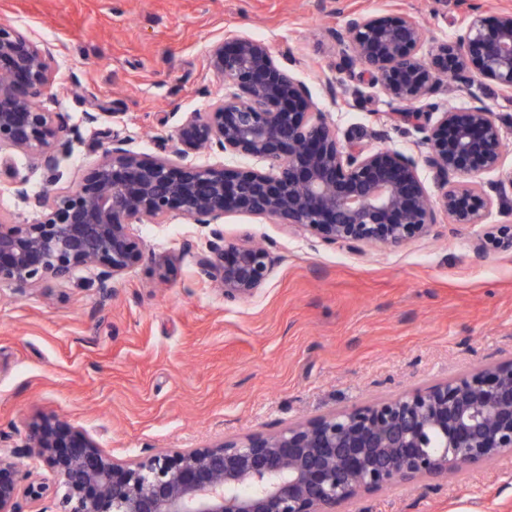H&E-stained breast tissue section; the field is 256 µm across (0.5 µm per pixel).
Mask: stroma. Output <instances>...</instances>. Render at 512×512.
<instances>
[{
    "label": "stroma",
    "instance_id": "1",
    "mask_svg": "<svg viewBox=\"0 0 512 512\" xmlns=\"http://www.w3.org/2000/svg\"><path fill=\"white\" fill-rule=\"evenodd\" d=\"M406 13L422 55L462 26V0H0V25L56 48L55 111L73 140L60 187L80 183L101 149L87 112L139 153L157 152L185 113L224 91L211 46L244 33L287 53L339 132L372 148L419 155L379 88L363 104L334 66L329 36L351 14ZM479 98L512 143V97L478 79L472 93L441 89L433 102ZM506 218L475 226L437 213L427 235L393 249L351 252L269 219L225 216L228 242L266 245L276 262L263 288L229 299L202 272L209 228L184 216L146 223L142 261L109 295L87 271L65 285L0 287V438L53 418L89 434L114 460L173 453L426 389L512 359V253L474 244ZM353 512H512V456L453 481L394 487Z\"/></svg>",
    "mask_w": 512,
    "mask_h": 512
}]
</instances>
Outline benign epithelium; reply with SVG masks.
<instances>
[{
	"label": "benign epithelium",
	"mask_w": 512,
	"mask_h": 512,
	"mask_svg": "<svg viewBox=\"0 0 512 512\" xmlns=\"http://www.w3.org/2000/svg\"><path fill=\"white\" fill-rule=\"evenodd\" d=\"M330 37L342 48L339 68L367 77L392 102L412 105L444 81L463 88L476 77L512 94L511 12L490 23L469 4L462 32L427 57L420 55V24L408 14H354ZM53 60L51 45L0 25V153L24 151L56 178L72 141L61 136V113L50 109ZM292 63L249 36L217 42L209 67L224 95L207 112L186 113L156 154L113 137L82 182L52 195L31 191L29 178L13 173L7 192L40 218H0V287L63 284L86 269L107 295L143 258L136 226L175 215L223 241L211 244L200 266L234 299L264 286L274 258L263 247L224 242L217 225L228 213L272 219L351 250L397 248L421 237L438 208L460 226L481 223L494 208L512 218V179H458L496 171L507 156L500 122L483 105L396 113L422 134L418 160L372 149L360 132L339 136ZM226 153L266 168L188 162ZM421 163L441 185L437 207L419 177ZM490 248L512 251L511 224L475 250ZM504 454L512 455V360L274 434L126 463L65 423L34 421L21 446L0 444V512H22V502L43 499L45 483L34 478L39 461L57 476L61 512H349L360 497L447 480Z\"/></svg>",
	"instance_id": "7a95c632"
}]
</instances>
